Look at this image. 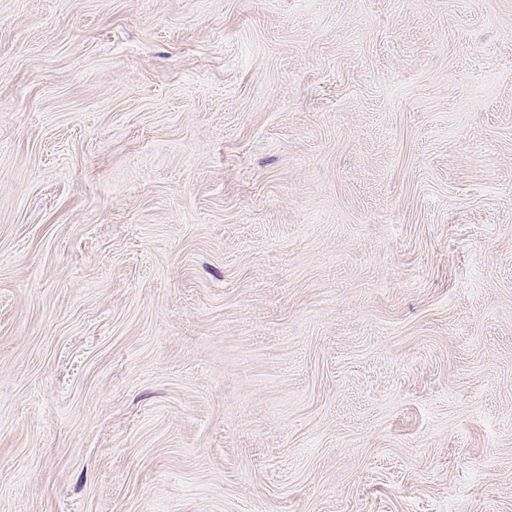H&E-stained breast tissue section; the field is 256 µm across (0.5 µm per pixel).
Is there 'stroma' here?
I'll return each mask as SVG.
<instances>
[{
    "instance_id": "35a3bbf8",
    "label": "stroma",
    "mask_w": 512,
    "mask_h": 512,
    "mask_svg": "<svg viewBox=\"0 0 512 512\" xmlns=\"http://www.w3.org/2000/svg\"><path fill=\"white\" fill-rule=\"evenodd\" d=\"M0 512H512V0H0Z\"/></svg>"
}]
</instances>
